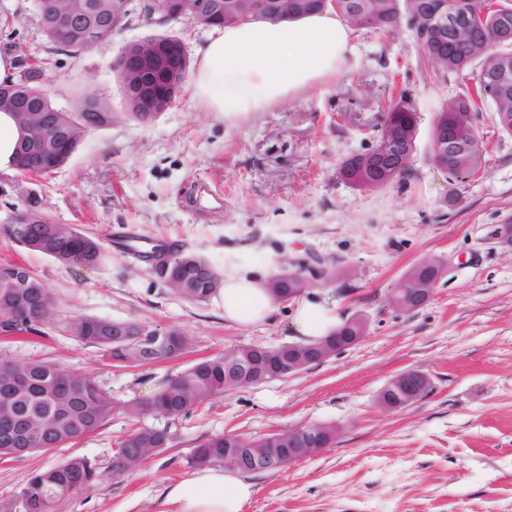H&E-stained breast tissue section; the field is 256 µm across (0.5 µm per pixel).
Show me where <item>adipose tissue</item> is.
Here are the masks:
<instances>
[{
  "instance_id": "1",
  "label": "adipose tissue",
  "mask_w": 512,
  "mask_h": 512,
  "mask_svg": "<svg viewBox=\"0 0 512 512\" xmlns=\"http://www.w3.org/2000/svg\"><path fill=\"white\" fill-rule=\"evenodd\" d=\"M351 50L350 30L330 9L219 28L197 49L192 97L205 112H269L335 78ZM266 281V275L245 268L225 273V321L239 326L266 322L276 310ZM292 323L299 336L313 341L334 330L336 316L304 300ZM254 493L252 483L237 472L205 466L167 488L160 512H246Z\"/></svg>"
}]
</instances>
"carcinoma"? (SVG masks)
<instances>
[{
	"label": "carcinoma",
	"mask_w": 512,
	"mask_h": 512,
	"mask_svg": "<svg viewBox=\"0 0 512 512\" xmlns=\"http://www.w3.org/2000/svg\"><path fill=\"white\" fill-rule=\"evenodd\" d=\"M434 0H341L346 21L361 28L389 30L407 20L414 28L424 50L442 57L439 67L448 73H463L478 65L473 81L476 94L461 93L438 113L431 128L430 146L444 141L448 147V178L463 180L478 171L484 159L483 141L477 122L482 104H492L499 127L512 134V97L498 102L492 88L494 79L504 75L512 81V40L494 42L492 36L512 37V0H448L455 18L470 20L473 27L468 38H458L451 27L438 28L433 19ZM86 12L80 24L63 35L67 52L77 57L98 44L102 30L112 28V0H85ZM39 65H19L15 79L0 83V109L11 112L7 100L21 108L37 107L54 130L55 139L43 142L36 127L22 129L16 152L9 166L20 175L47 174L63 166L77 150L86 133L112 123V112L106 102L97 98L83 99L77 108L66 111L50 99L36 93L34 81L40 76ZM419 116L412 102L400 95L388 105L384 128L398 136L418 125ZM35 154L37 164L29 165L25 156ZM411 168L405 162L384 175L373 171L362 159H347L340 175L357 189H376L404 177ZM6 232L28 249L72 267H94L107 254L94 237L70 224H55L39 210L36 197L15 213ZM153 273L173 288L180 297L194 303L208 301L222 286L223 278L203 257L172 244L157 246L147 256ZM283 292L293 294L309 287L307 280L288 271V279L280 282ZM54 302L44 283L25 266L0 264V330L6 333H36L48 319ZM149 325L114 321L94 316L69 318L62 332L77 341L92 345L102 353L107 365L139 366L162 363L181 356L190 345L183 334L169 339L148 332L138 338L134 332ZM229 391L224 385V356L204 359L191 365L176 377L162 383L151 396L128 405L130 413L176 417ZM12 399L13 415L0 413V458L50 451L62 448L95 432L111 415L112 400L91 377L66 371L47 362L0 360V393ZM169 441L165 431L142 428L118 444L117 472L129 466L130 457L143 461L148 455L141 448H160ZM239 448L234 435L215 436L195 448L193 464L224 462V452ZM96 464L85 457H71L53 467L31 474L18 493L23 512H51L52 505L65 497L83 491L97 480Z\"/></svg>",
	"instance_id": "cac0c4a2"
}]
</instances>
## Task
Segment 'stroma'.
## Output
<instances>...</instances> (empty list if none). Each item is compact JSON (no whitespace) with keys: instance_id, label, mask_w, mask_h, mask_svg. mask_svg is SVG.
Wrapping results in <instances>:
<instances>
[{"instance_id":"35a3bbf8","label":"stroma","mask_w":512,"mask_h":512,"mask_svg":"<svg viewBox=\"0 0 512 512\" xmlns=\"http://www.w3.org/2000/svg\"><path fill=\"white\" fill-rule=\"evenodd\" d=\"M131 27L80 57L53 49L34 0H0V53L43 63L58 106L101 97L111 125L90 132L53 172L22 179L0 169V264L18 262L49 289L54 314L39 334L0 336V359L42 361L99 382L115 408L94 433L48 452L0 461V512H22L17 492L31 473L72 457L100 474L52 512H157L168 484L195 472L194 448L216 435L254 439L308 423L342 429L335 447L285 469L253 475L247 512H512V134L483 106L486 149L479 173L449 180L430 161L438 112L473 88L471 72H436L407 25L354 29L340 75L270 112L200 111L182 87L148 122L130 120L114 72L128 42L160 33ZM407 94L419 115L417 149L405 178L358 190L342 163L372 144L388 104ZM207 183L224 208L206 214L185 200ZM36 195L41 212L94 236L108 251L96 268L67 267L10 237L13 211ZM175 243L217 271L279 266L316 254L342 270L305 292L339 319L360 314L358 345L299 375L224 393L177 417L136 416L128 404L154 393L195 362L245 345L295 341V303L264 324L225 322L220 296L192 303L175 294L129 248V240ZM446 263L433 299L406 313L387 299L411 266ZM134 321L188 336L186 353L152 365L104 366L98 349L64 336L63 319ZM419 369L432 390L388 413L377 396L397 373ZM166 431L165 448L136 470H114L116 445L134 430Z\"/></svg>"}]
</instances>
